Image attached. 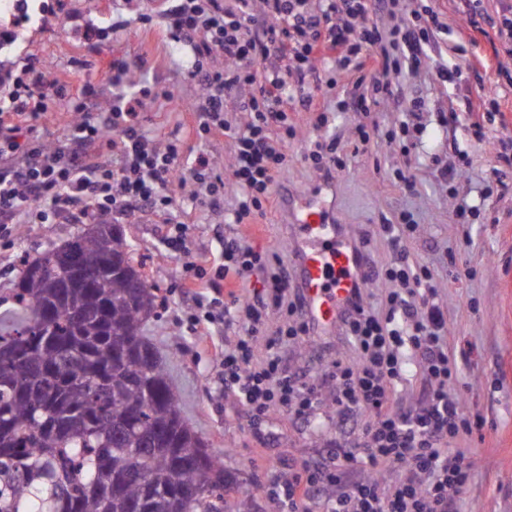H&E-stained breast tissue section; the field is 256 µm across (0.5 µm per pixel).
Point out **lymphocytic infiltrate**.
Returning a JSON list of instances; mask_svg holds the SVG:
<instances>
[{"mask_svg":"<svg viewBox=\"0 0 512 512\" xmlns=\"http://www.w3.org/2000/svg\"><path fill=\"white\" fill-rule=\"evenodd\" d=\"M473 27L494 29L502 52L512 58V5L496 15L485 0H459ZM367 0H179L169 10L175 41L191 47L185 68L201 92L191 105L199 139L225 137L233 145V177L240 197L232 221L245 223L264 212L271 190L288 169V145L295 137L288 113L310 108L305 91L326 60L336 70L370 81L375 94L392 91L394 76L418 67L429 36L443 23L417 33L406 24L387 31L365 23ZM127 60L113 61L109 98H102L96 78L84 79L74 93L36 56H28L23 76L0 70V238H10L17 224H43L65 212L100 223L102 217L148 210L166 224L164 246L186 254L189 227L178 218L186 189L174 187L178 170L198 188L203 202L224 205V176L207 154H187L177 138L150 139L143 127L144 103L128 90ZM244 90L241 127L224 116V89ZM62 105L76 114L56 142L44 141L38 122L49 107ZM256 280L252 296L219 298L227 278ZM383 277L391 283L378 305L355 289L338 330L353 357H336L320 372L292 364L294 347L310 334L298 270L294 262L270 260L240 237L225 239L209 266L185 262L182 285L198 289L196 332L210 336L224 325L244 331L224 348V389L245 407L251 426L276 407L294 419H307L321 404L318 385L331 384L340 416L366 411L359 447H336L326 458L279 475L267 492L282 512H310L321 500L325 512H452L470 479V466L447 445L460 434L481 429L461 400L452 395L456 364L445 335L446 320L437 283L427 267L401 262L377 271L366 264L365 283ZM280 325L267 333L271 317ZM264 339L263 357L254 344ZM420 379L426 394L412 411H393L389 402L398 387ZM394 480H378L381 470Z\"/></svg>","mask_w":512,"mask_h":512,"instance_id":"1","label":"lymphocytic infiltrate"}]
</instances>
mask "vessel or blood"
Returning a JSON list of instances; mask_svg holds the SVG:
<instances>
[{"label":"vessel or blood","instance_id":"vessel-or-blood-1","mask_svg":"<svg viewBox=\"0 0 512 512\" xmlns=\"http://www.w3.org/2000/svg\"><path fill=\"white\" fill-rule=\"evenodd\" d=\"M336 198L335 182L323 178L285 202L308 320L317 337L335 332L355 289L363 285L362 259L337 220Z\"/></svg>","mask_w":512,"mask_h":512}]
</instances>
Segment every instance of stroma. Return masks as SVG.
Returning a JSON list of instances; mask_svg holds the SVG:
<instances>
[{
  "label": "stroma",
  "mask_w": 512,
  "mask_h": 512,
  "mask_svg": "<svg viewBox=\"0 0 512 512\" xmlns=\"http://www.w3.org/2000/svg\"><path fill=\"white\" fill-rule=\"evenodd\" d=\"M151 0H32L31 10L60 17L72 14L78 21L105 26L106 33L93 53H86L70 27L41 25L31 19L21 29L16 46L0 54V69H15L23 57L35 55L55 74H72L74 62L87 60L98 80H106L114 59L124 58L132 68L131 85L158 82L172 92L166 101H146L141 118L158 139L181 127L193 126L189 110L197 88L178 67L185 48L161 41L162 18L138 23ZM447 25V36L425 45L418 69L404 71L393 80L390 95L370 103L368 112L341 110L336 98L351 88L356 73L342 74L333 96L313 90V111L290 113L295 139L288 148V170L273 188L265 213L256 223L232 226L229 214L238 199L230 174L232 147L220 138L198 144L223 171L224 207L212 210L185 203L180 219L190 226L189 247L197 261L217 253L225 236L236 233L268 255L288 257L287 230L280 218V200L286 191H303L316 177L304 160L306 146L316 138L331 136L345 166L336 171L337 216L364 247L374 264L386 267L400 256L428 266L440 287L439 303L447 319V336L457 364L454 393L471 416L481 418V434L462 435L452 441L451 452L464 454L471 479L456 503V512H512V168L496 157L500 142L512 141V85L497 72L512 69V60L499 59L500 44L494 33L480 34L458 9L456 0H406L404 22L415 28L430 26L432 17ZM459 65L462 76L443 82L438 70ZM497 94L504 120L485 124L483 141L469 127V110H480L486 94ZM335 112L329 129L314 124V110ZM417 112L426 126L417 144H388L406 114ZM364 123L368 145L357 146L352 129ZM455 163L463 175L450 182L440 169ZM409 171L413 188L398 179ZM478 200L482 207L468 223L454 221L459 200ZM412 215L417 229L404 249L394 248L383 224L396 223L401 214ZM125 226L151 281L163 301L158 321L148 334L167 363L180 391L183 412L209 448L222 457L224 468L250 493L257 512H279L266 487L273 475L288 466L315 459L328 448L356 447L366 414L342 422L323 390L324 405L309 420L300 422L280 412L270 413L266 432L248 423L236 397L224 390V367L218 350L196 342L183 309L189 301L180 286L182 257L162 245L163 225L151 213L138 210L116 218ZM79 230L69 214L45 224L20 225L10 246H0V289L8 287L12 270L22 256H37Z\"/></svg>",
  "instance_id": "obj_1"
}]
</instances>
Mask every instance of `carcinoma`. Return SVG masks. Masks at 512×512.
Instances as JSON below:
<instances>
[{"instance_id":"1","label":"carcinoma","mask_w":512,"mask_h":512,"mask_svg":"<svg viewBox=\"0 0 512 512\" xmlns=\"http://www.w3.org/2000/svg\"><path fill=\"white\" fill-rule=\"evenodd\" d=\"M94 224L23 262L0 297V512H252L228 504L224 460L186 419L144 336L157 287L127 239ZM126 262L99 288H61V255Z\"/></svg>"}]
</instances>
